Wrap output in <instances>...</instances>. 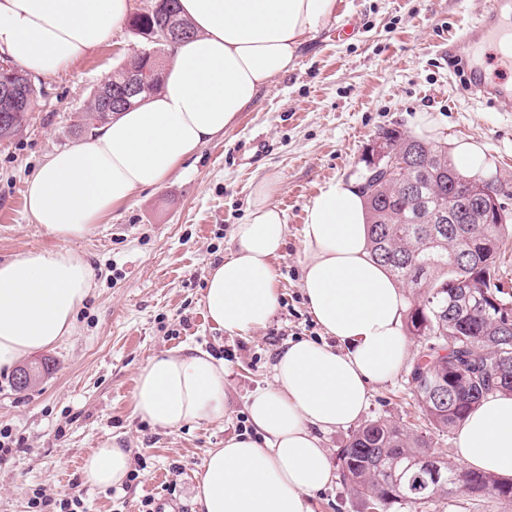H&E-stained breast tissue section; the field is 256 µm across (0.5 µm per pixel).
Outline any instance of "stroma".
I'll list each match as a JSON object with an SVG mask.
<instances>
[{"instance_id": "35a3bbf8", "label": "stroma", "mask_w": 512, "mask_h": 512, "mask_svg": "<svg viewBox=\"0 0 512 512\" xmlns=\"http://www.w3.org/2000/svg\"><path fill=\"white\" fill-rule=\"evenodd\" d=\"M487 0H344L301 47L295 65L273 78L222 138L199 149L155 190L136 192L89 235L62 243L25 208L28 180L45 158L76 143L72 126L91 93L142 40L128 27L56 74L35 77L41 94L26 124L0 140V262L32 250L69 247L93 272L70 335L32 354L44 372L17 389L0 371V429L20 445L0 461V512H30L29 500L80 491L86 512H198L193 488L210 449L248 427L246 403L265 387L278 349L319 339L301 289L305 210L330 180L359 174L384 130L411 134L431 115L439 144L479 142L490 178L506 183L512 216V112L466 95L450 74L448 45ZM264 138L257 158L252 142ZM277 175L274 203L288 224L274 259L279 308L263 329H215L203 304L209 264L231 250L234 225L246 223L254 186ZM199 348L223 359L232 414L221 423L170 432L133 412L139 370L155 355ZM409 370L374 386L367 419L415 423ZM117 436L132 449L135 480L119 488L86 484L84 457ZM419 512H512V499L476 503L459 490Z\"/></svg>"}]
</instances>
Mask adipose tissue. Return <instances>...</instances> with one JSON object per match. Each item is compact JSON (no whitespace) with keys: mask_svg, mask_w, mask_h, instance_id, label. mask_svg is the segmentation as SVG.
<instances>
[{"mask_svg":"<svg viewBox=\"0 0 512 512\" xmlns=\"http://www.w3.org/2000/svg\"><path fill=\"white\" fill-rule=\"evenodd\" d=\"M341 0H180L196 34L173 47L159 91L86 139L51 154L29 179L25 207L53 237L90 234L102 217L140 190L158 188L189 156L223 136L261 89L287 72L297 51ZM131 0H0V51L50 76L114 31ZM278 180L254 187L232 250L205 279L208 320L220 330L265 327L278 306L272 264L287 236L273 203ZM302 289L328 340H299L277 351L272 380L251 395L250 432L211 449L195 489L199 512H313L335 478L328 434L358 425L373 385L411 356L404 288L373 260L361 182H328L305 211ZM92 273L67 249L30 251L0 263V369L69 334ZM133 411L163 429L224 420L230 404L224 363L186 349L143 366ZM455 457L469 468L512 478V395L488 396L468 414ZM130 453L101 442L82 466L86 483L124 485Z\"/></svg>","mask_w":512,"mask_h":512,"instance_id":"adipose-tissue-1","label":"adipose tissue"}]
</instances>
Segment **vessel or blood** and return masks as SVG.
Segmentation results:
<instances>
[{"instance_id":"vessel-or-blood-1","label":"vessel or blood","mask_w":512,"mask_h":512,"mask_svg":"<svg viewBox=\"0 0 512 512\" xmlns=\"http://www.w3.org/2000/svg\"><path fill=\"white\" fill-rule=\"evenodd\" d=\"M495 48L497 73L488 76L473 64L476 51ZM448 55L468 64L467 91L494 111L512 112V0H492L490 7L449 44Z\"/></svg>"}]
</instances>
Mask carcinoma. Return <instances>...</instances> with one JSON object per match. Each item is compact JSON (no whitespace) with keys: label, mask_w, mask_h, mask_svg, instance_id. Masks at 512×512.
<instances>
[{"label":"carcinoma","mask_w":512,"mask_h":512,"mask_svg":"<svg viewBox=\"0 0 512 512\" xmlns=\"http://www.w3.org/2000/svg\"><path fill=\"white\" fill-rule=\"evenodd\" d=\"M178 0H153L148 9L128 20L136 35L163 31L172 22L193 34L190 22L178 15ZM151 43L134 55L95 91L79 116L74 132L86 134L112 119L104 99L134 73L140 78L136 102L156 93L161 73L155 72ZM0 86L13 98L0 96V138H8L27 121L39 89L18 68L0 69ZM398 157L396 176L387 177L384 160L367 165L362 189L372 257L408 289L412 307L407 335L421 345L419 356L436 360L427 383H415L412 394L426 422L418 431L376 418L355 430L337 455L346 489L376 509L394 504L418 507L460 488L472 500L483 496L512 499V483L491 473L473 471L445 460L433 436L448 433L487 395L512 394V293L499 284L503 223L494 205L471 210L477 198L507 194L497 179L475 180L449 157L448 148L406 136L382 133ZM482 304L474 303V295ZM445 355H439V351ZM429 462L445 481L420 469Z\"/></svg>","instance_id":"cac0c4a2"}]
</instances>
